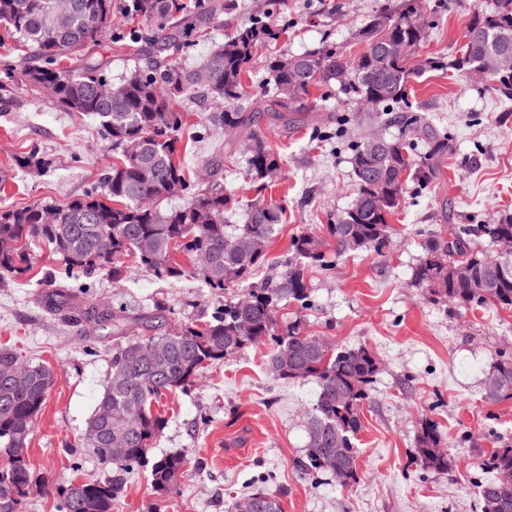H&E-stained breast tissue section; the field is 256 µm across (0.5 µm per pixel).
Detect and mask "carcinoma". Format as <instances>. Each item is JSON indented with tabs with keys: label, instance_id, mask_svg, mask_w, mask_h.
<instances>
[{
	"label": "carcinoma",
	"instance_id": "1",
	"mask_svg": "<svg viewBox=\"0 0 512 512\" xmlns=\"http://www.w3.org/2000/svg\"><path fill=\"white\" fill-rule=\"evenodd\" d=\"M425 2L400 0L397 8L376 14L359 33L365 48L357 57L345 55L339 43L327 39L300 55L265 58L264 69L274 88L254 94L246 91L244 76L251 72L258 51L279 39L282 29L272 20L255 19L237 26L195 69L187 70L179 63V55L188 48L184 34L216 23L224 13V0H132L131 14L152 26L153 50L142 67L114 84L115 96L104 102L95 89L111 79L83 58L112 33V0H0V26L43 61L38 65L24 57L22 63L9 65L0 89L14 87L44 96L66 112L97 116L118 150L100 189L61 207L0 209V241L15 244L0 251V282L32 267L28 245L38 239L61 259L68 276L90 275L110 266L112 280L117 281L120 261L131 256L158 278H178L187 272L176 259L181 254L196 264L195 274L207 288L226 291L248 283L265 261L282 210L259 197L244 205L219 186H200L191 180L178 157V135L189 116L186 101L200 94L220 105L207 120L226 134L250 140L248 172L252 182L265 189L266 168L282 159L254 130L257 115L269 112L286 123L288 115L307 111V101L343 74L348 77L344 87L354 99L372 104L375 112L403 101L414 74L411 58L429 24ZM67 13L69 28L48 37V18ZM393 41L406 46L404 55L389 53L387 45ZM461 52L456 70L462 73L491 53H512V0H493L488 10L474 9ZM397 123L399 133L389 139L393 149L378 163V180L368 185L361 169L367 147L357 143L351 160L356 195L336 223L327 225L329 238L310 232L294 237L293 258L276 284L244 290L251 298L245 310L234 296L209 321H187L174 331L126 337L130 326L148 323V316L98 315L92 307L81 309L72 293L46 296L54 311L85 314L97 321V328H109L123 337L112 346L109 381L85 437L99 461L112 468V479L60 488L59 512H112L127 470L149 461L153 494L158 498L173 494L178 477L186 471L187 458L168 454L149 460L154 442L166 427L165 416L154 410L155 403L192 386L206 367L267 342L273 346L270 364L279 378L312 380L319 388L308 413L307 450L300 467L337 472L344 486L356 482V440L378 361L364 347L335 345L329 352L315 348V336L304 333L296 320L280 324L277 311L287 298L305 302L304 269L309 264L329 266L328 245H335L338 255L382 250L389 240V218L403 199L405 181L412 179L426 188L441 176L448 159V137L416 112L404 113ZM177 195L185 196L182 205L164 206ZM199 208L210 210V223L195 222ZM237 209L244 210L245 222L226 223L227 215ZM48 212L54 214L52 224L44 223ZM479 232L497 241L502 233H512V215L502 214L497 223L485 224L478 232L460 226L451 229L449 239L431 237L424 244L414 278L432 296L459 307L512 310V257H493L477 248L472 236ZM497 269L504 273L497 287L484 296L476 295L471 282ZM243 318L250 323L247 333L239 327ZM54 379L50 367L0 349V455L7 459L0 467V512H19L30 489L46 483L34 475L27 447ZM485 390L492 402L512 398V359L496 363ZM109 439L124 443L122 456L109 458ZM442 447L436 425L425 422L417 436V459L428 469L446 471L451 460ZM485 467L496 475L512 471V444L494 450ZM253 498L260 505L258 512H281L275 494L262 492ZM480 503L481 512H512V482L495 479L482 486Z\"/></svg>",
	"mask_w": 512,
	"mask_h": 512
}]
</instances>
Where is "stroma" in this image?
<instances>
[{"instance_id":"stroma-1","label":"stroma","mask_w":512,"mask_h":512,"mask_svg":"<svg viewBox=\"0 0 512 512\" xmlns=\"http://www.w3.org/2000/svg\"><path fill=\"white\" fill-rule=\"evenodd\" d=\"M126 0H113L112 36L90 57L113 80L134 72L150 49L147 24L130 21ZM221 24L195 35L185 55L199 64L217 43L252 18L266 14L267 0H234ZM396 0H281L277 20L285 35L268 48L297 55L326 38L343 44L347 55L364 50L359 31ZM431 26L412 59L418 75L408 87L412 111L426 114L448 137V161L430 187L407 182L392 217L391 243L383 251L336 255L331 269L309 267L308 306L294 302L279 313L299 320L305 332L332 338L348 348L371 350L379 371L363 407L358 479L341 487L335 474L306 472L305 413L317 399L310 380H281L260 345L205 369L187 392L161 400L168 424L153 455L181 453L187 470L166 501H157L148 468L127 474L112 512H228L232 503L255 492L277 495L282 512H480L477 486L487 477L485 458L512 442V398H485L488 372L512 357V310L464 309L433 299L415 284L413 271L432 234L457 224L480 227L512 214V100L448 62L460 54L474 8L490 0H428ZM445 66L432 69L429 58ZM327 108L340 121L306 120L290 126L262 114L258 132L283 156L282 177L265 197L283 208V220L254 279L274 282L292 257L291 243L305 231L324 232L354 198L350 158L356 142L383 130L375 113L348 108L338 85L327 88ZM185 161L193 180L242 193L246 150L213 169V145L222 129L206 116L207 101L192 103ZM37 152L42 170L16 166L18 156ZM112 144L97 118L66 112L43 97L12 90L0 100V207L65 205L99 186L112 160ZM26 275L0 286V348L8 347L51 367L55 384L28 444L35 475L48 478L45 490L31 493L21 512H58L57 489L73 480L110 475L82 435L111 370L112 339L91 335L89 327L49 311L45 293L65 288L75 295L124 310L128 317L161 316L166 327L206 321L224 303V294L196 278L161 280L125 258L120 282L106 274L69 279L60 261L43 245L33 247ZM434 422L454 461L451 470L424 468L415 457L424 422Z\"/></svg>"}]
</instances>
